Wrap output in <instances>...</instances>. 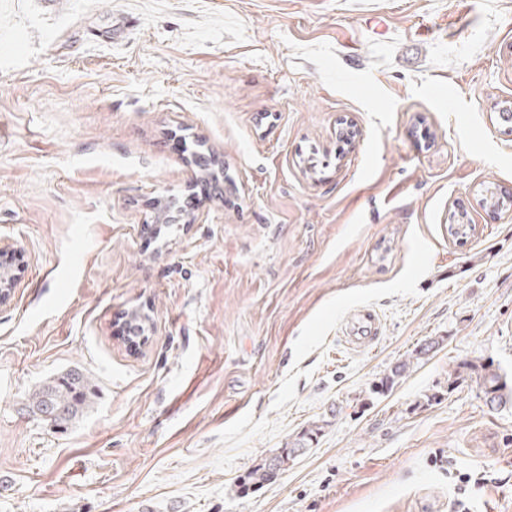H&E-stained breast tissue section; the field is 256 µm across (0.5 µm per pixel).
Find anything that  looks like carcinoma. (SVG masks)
Segmentation results:
<instances>
[{
	"mask_svg": "<svg viewBox=\"0 0 512 512\" xmlns=\"http://www.w3.org/2000/svg\"><path fill=\"white\" fill-rule=\"evenodd\" d=\"M424 350H413L408 356L390 369L388 375L381 380V386L391 387L397 379L403 377L419 360L424 358L427 351L439 347L444 338L428 337ZM467 368L476 375V382L483 393L490 397V402L500 407L512 404V385L508 375L493 364L470 363ZM95 392L88 374L79 369H70L57 374L33 390L28 397V407L33 414L38 415L51 408L55 412L53 426L64 427L77 420L94 402ZM321 427L313 424L294 441L287 444V454H277L273 458L254 467L247 474L248 483L261 486L271 481L273 469H282L288 461L303 454L310 447L314 436Z\"/></svg>",
	"mask_w": 512,
	"mask_h": 512,
	"instance_id": "carcinoma-1",
	"label": "carcinoma"
}]
</instances>
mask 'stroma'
Masks as SVG:
<instances>
[{
    "instance_id": "stroma-1",
    "label": "stroma",
    "mask_w": 512,
    "mask_h": 512,
    "mask_svg": "<svg viewBox=\"0 0 512 512\" xmlns=\"http://www.w3.org/2000/svg\"><path fill=\"white\" fill-rule=\"evenodd\" d=\"M505 100L512 0H0V512H454L452 468L512 512V406L448 386L512 377V210L478 203L512 195ZM170 195L194 221L153 234ZM74 368L96 398L48 425L28 394ZM376 318L375 315L364 313L356 320L353 327V336H347L346 343L352 349L371 346L376 339ZM424 342L427 343V346L424 350H418L415 348L404 360H401L397 365L390 369L388 375H386L381 380L382 388L391 387L397 379L403 377L410 370V368H412L415 364H418L419 360L424 358L430 349L432 350L428 352V355L435 350L433 348H438L439 345L444 342V339L443 337L436 338L430 336L425 339ZM320 430L321 426L314 423L310 428L296 437L294 441L288 443L285 448H281L283 451H287L286 456L278 453L273 458L265 460L264 463L251 469L246 476L248 484L261 486L264 483L271 481L273 469L277 468L280 471L285 464H288L289 460L303 454L307 448H310V445L315 439L314 436H316L317 432Z\"/></svg>"
}]
</instances>
